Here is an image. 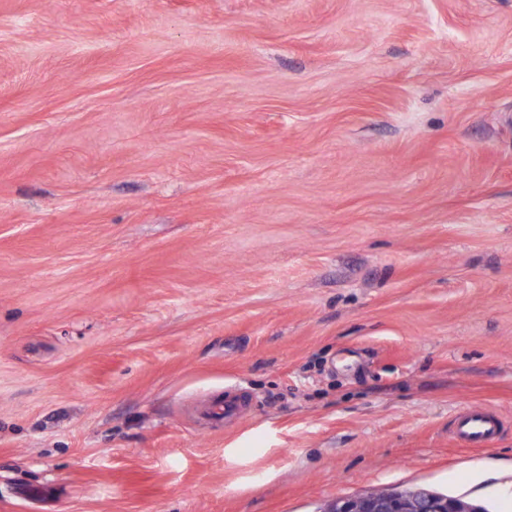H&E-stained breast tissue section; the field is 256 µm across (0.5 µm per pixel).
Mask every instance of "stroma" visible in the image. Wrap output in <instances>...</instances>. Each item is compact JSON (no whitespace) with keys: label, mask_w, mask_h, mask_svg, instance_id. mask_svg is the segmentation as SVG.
Wrapping results in <instances>:
<instances>
[{"label":"stroma","mask_w":512,"mask_h":512,"mask_svg":"<svg viewBox=\"0 0 512 512\" xmlns=\"http://www.w3.org/2000/svg\"><path fill=\"white\" fill-rule=\"evenodd\" d=\"M391 486L512 512V0H0V512ZM246 411V405L236 397H224L223 400L205 404L201 414L210 420L224 421L225 418L240 416ZM503 429V421L493 411L480 407H466L456 414L450 433L461 446L486 448Z\"/></svg>","instance_id":"stroma-1"}]
</instances>
